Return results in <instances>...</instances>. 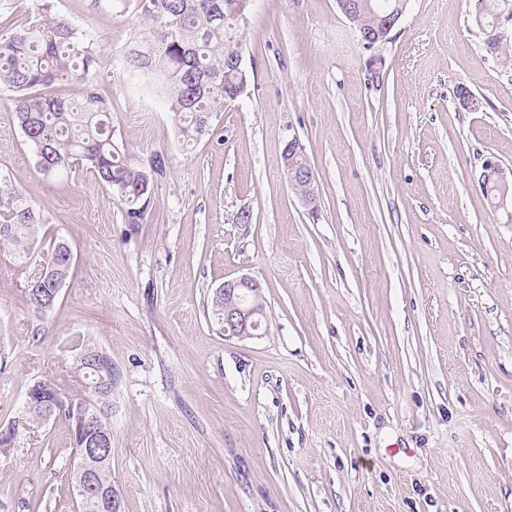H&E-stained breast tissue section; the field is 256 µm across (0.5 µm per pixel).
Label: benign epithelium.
<instances>
[{
  "mask_svg": "<svg viewBox=\"0 0 512 512\" xmlns=\"http://www.w3.org/2000/svg\"><path fill=\"white\" fill-rule=\"evenodd\" d=\"M406 2L394 0L384 11L378 12L374 7H369L371 17L383 19V26L375 29L376 41L382 43L389 39L390 33L399 23L405 13ZM285 173L288 182L293 184L302 182L307 192L301 196L304 205L313 207L316 201V183L314 174L309 168L296 166L291 159H285ZM63 269L40 267L35 272V277L46 278L51 294L57 295L65 283V277L61 275ZM224 295V338L245 339L263 335V326L266 325L265 305L262 302L261 286L258 281L249 276H240L224 281L217 289ZM75 350L74 362L88 367L84 374L74 373L76 381L93 390L100 389L108 384L111 376L110 367L104 361L98 359L90 361L91 352L73 347ZM62 396V392L56 388H42L33 386L27 391L26 403L37 405L46 412H52L56 400ZM74 411V421L77 427V437L81 448L82 463L77 468L76 490L79 495L93 496L100 501L112 500V485L99 481L97 465L108 463L112 457L111 434L107 430L93 429L95 415L82 401L70 400Z\"/></svg>",
  "mask_w": 512,
  "mask_h": 512,
  "instance_id": "obj_1",
  "label": "benign epithelium"
}]
</instances>
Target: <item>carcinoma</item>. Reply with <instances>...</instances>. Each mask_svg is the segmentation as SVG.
<instances>
[{"mask_svg": "<svg viewBox=\"0 0 512 512\" xmlns=\"http://www.w3.org/2000/svg\"><path fill=\"white\" fill-rule=\"evenodd\" d=\"M487 30L512 15V0H478ZM146 26L121 54L123 70L144 89L163 96L176 118L179 137L187 145L218 133L213 118L245 92L249 72L237 67L240 24L246 0H138ZM99 61L89 35L44 3L33 21L22 22L0 12V95H7L17 126L34 157L39 174L63 180L87 169L123 204L125 222L146 220L152 189L167 176V161L155 154L146 164L132 162L112 133V100L98 85ZM65 85L73 92L53 91ZM0 244L11 247L19 264L35 252L39 227L49 223L22 191L8 184L0 170ZM63 241H53L42 263L60 266ZM31 303L41 313L56 301L34 293ZM98 409L99 425L111 429L112 391L84 392Z\"/></svg>", "mask_w": 512, "mask_h": 512, "instance_id": "obj_1", "label": "carcinoma"}]
</instances>
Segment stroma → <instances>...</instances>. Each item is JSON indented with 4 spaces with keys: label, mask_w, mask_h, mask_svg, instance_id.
Returning <instances> with one entry per match:
<instances>
[{
    "label": "stroma",
    "mask_w": 512,
    "mask_h": 512,
    "mask_svg": "<svg viewBox=\"0 0 512 512\" xmlns=\"http://www.w3.org/2000/svg\"><path fill=\"white\" fill-rule=\"evenodd\" d=\"M51 2L94 36L117 140L168 173L125 223L92 174L44 180L0 101V169L75 257L41 315L0 246V512H80L67 422L25 410L34 382L76 393L74 336L112 361L119 512H512V212L480 183L486 159L512 169V61L485 51L476 0H409L370 50L337 0H251L248 86L189 147L116 65L136 0ZM240 275L267 332L227 340L210 300ZM295 159L300 166L307 168H299L291 161V159L287 157L285 159L284 170L290 184L296 183L298 181L305 184L307 192L305 195L299 197L301 198L303 204L307 207H310L309 209H311L316 201V183L314 174L310 169L311 166L306 158L303 148L300 145L296 146Z\"/></svg>",
    "instance_id": "1"
}]
</instances>
